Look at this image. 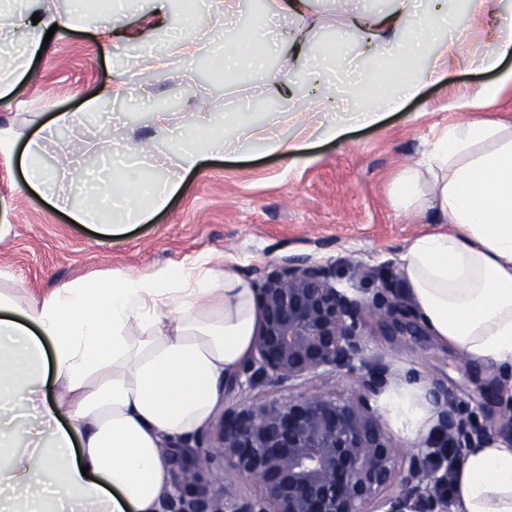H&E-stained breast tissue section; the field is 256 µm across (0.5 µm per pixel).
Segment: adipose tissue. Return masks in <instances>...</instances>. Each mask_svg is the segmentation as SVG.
<instances>
[{"label": "adipose tissue", "instance_id": "obj_1", "mask_svg": "<svg viewBox=\"0 0 512 512\" xmlns=\"http://www.w3.org/2000/svg\"><path fill=\"white\" fill-rule=\"evenodd\" d=\"M472 13L495 25L484 56L467 55L469 32L451 30L445 0H388L374 12L344 9L342 25L359 36L362 54L376 61L400 51L398 77L376 72L368 107L323 122L335 96L309 41L295 39L275 79L284 111H291L290 75L310 86L292 136L252 124L251 142L286 157L302 155L316 140L343 137L350 122L379 124L419 97L452 68L496 72L478 96L487 100L512 85V15L503 0H466ZM71 0L68 14L25 21L0 12V101L10 100L30 71L46 30L71 28L86 11ZM163 53H147L158 74L190 64L209 50L225 70L261 65L262 43L239 51L199 29L184 37L162 24ZM432 62L423 76L414 63L423 48ZM293 111V110H292ZM234 113L190 114L173 153L176 172L152 174L154 134L130 137L142 163L111 170L92 184L75 176L74 161L59 152L57 167L43 163L58 130L74 122L64 112L29 137L21 156L26 189L48 195L73 222L95 225L110 241L126 224H143L164 209L185 174L202 170L230 128ZM392 204L402 211L434 210L445 228L415 237L402 261L413 308L439 344L465 361L512 372V125L476 119L448 126L424 162L399 174ZM252 283L233 271L217 274L209 261L173 264L151 274L65 282L42 299L0 296V512H159L170 488L162 438L206 429L224 400V383L250 358L258 314ZM383 405L407 446L432 425L420 386L389 391ZM452 497L457 512H512V445L490 439L468 449Z\"/></svg>", "mask_w": 512, "mask_h": 512}]
</instances>
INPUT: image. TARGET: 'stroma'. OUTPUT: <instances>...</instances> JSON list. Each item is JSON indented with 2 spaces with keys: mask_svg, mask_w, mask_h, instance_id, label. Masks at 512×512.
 I'll use <instances>...</instances> for the list:
<instances>
[{
  "mask_svg": "<svg viewBox=\"0 0 512 512\" xmlns=\"http://www.w3.org/2000/svg\"><path fill=\"white\" fill-rule=\"evenodd\" d=\"M343 2L314 0L312 9L324 25L309 35L316 46L334 51L340 63L358 52L354 37L336 23ZM108 24V19L89 16L71 30L55 31L10 104L0 106V127L30 134L55 114L84 111L120 74L132 78L127 98L178 100L179 109L166 115L168 126L184 125L191 111L234 112L240 95L269 100L268 80L283 58L282 40L297 30L295 22L280 21V42L267 50L263 69L225 79L212 71L204 53L192 66L174 65L161 78L143 54L144 45L163 43L151 0H138L124 15L128 39L119 51L103 46ZM492 79L485 72L452 71L379 125L351 129L295 159L241 142L240 154H215L202 171L184 177L179 192L150 222L126 226L108 243L101 242L93 226L73 223L38 194L23 190L19 152L0 153V225L8 228L0 239V293L42 298L62 282L113 273L147 275L202 258L254 282L261 269L292 256L335 264L339 286L349 290L360 282L345 266L348 258L405 290L401 257L406 246L439 224L432 213L394 209L393 183L402 168L421 159L426 143L450 125L471 118L512 124L511 85L479 107H456L465 93ZM59 136L79 160L114 148L112 134L90 121L74 130L61 128ZM369 343L397 372L414 371L421 385L448 388L464 409L494 425L505 394L488 369L465 362L424 329L375 330Z\"/></svg>",
  "mask_w": 512,
  "mask_h": 512,
  "instance_id": "obj_1",
  "label": "stroma"
}]
</instances>
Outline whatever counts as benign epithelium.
<instances>
[{"label":"benign epithelium","mask_w":512,"mask_h":512,"mask_svg":"<svg viewBox=\"0 0 512 512\" xmlns=\"http://www.w3.org/2000/svg\"><path fill=\"white\" fill-rule=\"evenodd\" d=\"M255 294L254 351L228 381L242 399L224 409L215 431L162 440L171 489L161 512H453L432 449L443 441L462 456L490 430L432 385L434 433L407 451L388 434L376 397L393 369L371 349L366 329L419 323L390 282L357 295L336 286L335 265L290 257L263 271ZM330 376L349 385L301 391ZM259 384L286 388L288 397L258 401L248 391ZM221 470L228 482L257 490L227 492Z\"/></svg>","instance_id":"7a95c632"}]
</instances>
